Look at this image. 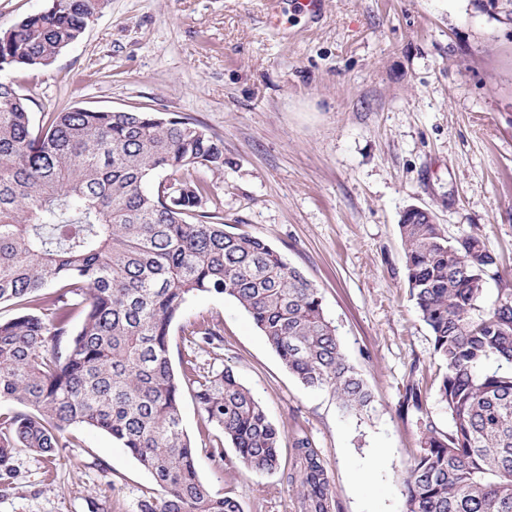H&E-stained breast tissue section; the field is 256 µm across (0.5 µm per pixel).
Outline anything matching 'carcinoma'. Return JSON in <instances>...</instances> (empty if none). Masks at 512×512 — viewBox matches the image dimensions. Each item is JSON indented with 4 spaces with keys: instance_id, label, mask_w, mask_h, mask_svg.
Here are the masks:
<instances>
[{
    "instance_id": "obj_1",
    "label": "carcinoma",
    "mask_w": 512,
    "mask_h": 512,
    "mask_svg": "<svg viewBox=\"0 0 512 512\" xmlns=\"http://www.w3.org/2000/svg\"><path fill=\"white\" fill-rule=\"evenodd\" d=\"M103 5L53 0L1 32L0 72L51 65ZM201 169L224 170V141L189 117L76 107L49 113L36 132L26 98L0 78V305L17 310L0 319V402L14 405L0 414L1 485L14 478L15 450L50 457L81 425L151 474L157 494L140 512H243L198 475L184 390L251 471L279 468L281 432L231 367L202 375L188 354L175 370L171 327L197 294L235 301L303 386L331 390L348 412L371 404L318 289L263 239L224 229ZM399 230L410 295L446 364L438 396L450 421L441 432L406 389L420 448L405 512H512V289L482 308L498 265L479 236L451 241L428 211ZM190 336L195 346L221 340L205 322ZM294 450L303 512H331L316 448L299 437Z\"/></svg>"
}]
</instances>
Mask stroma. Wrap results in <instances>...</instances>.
<instances>
[{
    "mask_svg": "<svg viewBox=\"0 0 512 512\" xmlns=\"http://www.w3.org/2000/svg\"><path fill=\"white\" fill-rule=\"evenodd\" d=\"M34 125L70 107L143 108L199 122L224 141V170L205 172L229 231L267 240L320 289L342 349L371 391L344 411L327 389L301 385L251 317L216 294L188 298L171 330L208 319L224 358L280 427V467L255 473L232 449L207 447L191 392L182 423L197 470L243 512H298L288 480L296 438L315 445L333 512H404V477L419 446L406 385L448 428L436 395L445 370L407 287L399 223L429 210L448 238L479 235L499 259L483 304L512 288V24L473 0H105L82 39L48 67L14 71ZM52 458L25 449L0 486V512H140L155 484L98 430L70 427Z\"/></svg>",
    "mask_w": 512,
    "mask_h": 512,
    "instance_id": "1",
    "label": "stroma"
}]
</instances>
